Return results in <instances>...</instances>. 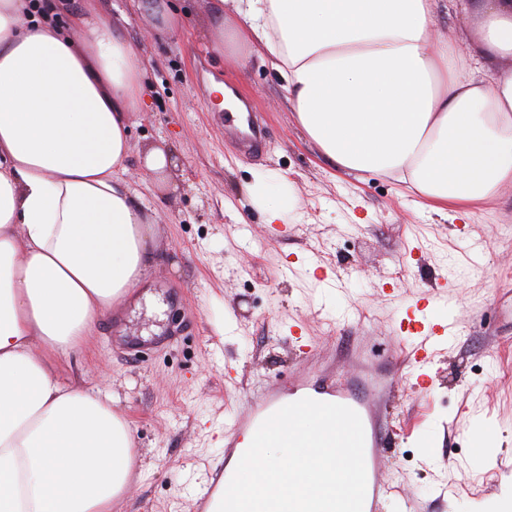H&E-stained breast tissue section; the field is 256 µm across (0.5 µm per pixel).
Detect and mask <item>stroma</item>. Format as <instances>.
Wrapping results in <instances>:
<instances>
[{
	"instance_id": "1",
	"label": "stroma",
	"mask_w": 512,
	"mask_h": 512,
	"mask_svg": "<svg viewBox=\"0 0 512 512\" xmlns=\"http://www.w3.org/2000/svg\"><path fill=\"white\" fill-rule=\"evenodd\" d=\"M81 0L113 22L142 66L121 177L154 220L148 283L101 318L81 349L57 356L60 380L110 401L133 432L136 463L116 512H203V486L224 469L234 416L250 397L299 378L344 383L379 347L392 386L375 405L392 436L381 512H498L512 483V184L470 219H443L396 181L335 168L296 123L286 83L249 46L229 67L215 48L213 0ZM180 10L179 33L165 23ZM480 16L450 0L433 40L468 51ZM235 89L264 124L248 158L224 134V109L199 84ZM154 148L177 169L144 166ZM298 203L269 223L249 185ZM456 310V336L415 385L399 332L433 292Z\"/></svg>"
}]
</instances>
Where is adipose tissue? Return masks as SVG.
<instances>
[{"label": "adipose tissue", "mask_w": 512, "mask_h": 512, "mask_svg": "<svg viewBox=\"0 0 512 512\" xmlns=\"http://www.w3.org/2000/svg\"><path fill=\"white\" fill-rule=\"evenodd\" d=\"M285 80L294 118L338 168L381 173L419 204L473 217L512 183V70L482 78L430 40L444 0H215ZM480 39L512 59V7L478 0ZM0 0V512H113L136 461L110 404L63 386L77 349L152 262L153 218L120 172L141 69L119 32L78 17L22 28ZM44 353H35L34 342Z\"/></svg>", "instance_id": "adipose-tissue-1"}]
</instances>
